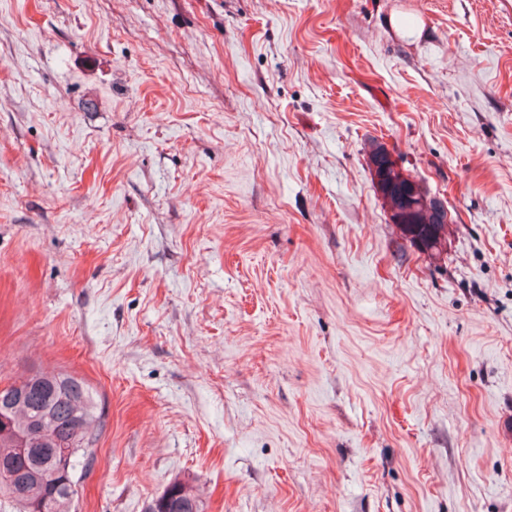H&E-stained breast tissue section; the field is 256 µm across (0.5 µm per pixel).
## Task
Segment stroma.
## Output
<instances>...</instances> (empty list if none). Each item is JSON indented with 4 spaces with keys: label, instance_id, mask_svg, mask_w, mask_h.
<instances>
[{
    "label": "stroma",
    "instance_id": "stroma-1",
    "mask_svg": "<svg viewBox=\"0 0 512 512\" xmlns=\"http://www.w3.org/2000/svg\"><path fill=\"white\" fill-rule=\"evenodd\" d=\"M53 369L78 512H512V0H0V388ZM383 145L385 152L387 151V147L379 142L372 141L367 149V166L369 171L374 174V180L376 187L379 191L380 197L386 202L387 212L392 214V206L390 204V194H384L381 189V184L384 179L383 176H379L373 170V166L378 168V173L383 175L386 171V165L388 161L386 159V154L381 152H375L379 147ZM408 176L412 177L410 174ZM415 179L414 177H412ZM372 184L376 190L374 185L373 177ZM416 180V179H415ZM417 181V185L410 181L412 186V192L417 191V186L419 190L415 195H410L411 190H405L400 196L399 202V212H395L392 215H389L390 221H396L398 217H401L400 223H392L399 230L401 237L409 242L410 245L415 246L418 250L428 253L430 256H438L443 253L448 244V235H449V227L452 223V219H448V208L445 202L439 198H433V208L432 214L435 216V221L437 223H446V224H435L433 221V216L429 211L428 200L431 193L424 186V184ZM378 193V192H377ZM383 201V205L385 203ZM386 208V209H387ZM170 485H174V487L177 489V493L181 495L178 500L183 501L185 504V512L204 511L203 503L192 493V491L182 482L175 480L169 483L163 493L155 500H153L151 504H149L147 512H168L164 503V493Z\"/></svg>",
    "mask_w": 512,
    "mask_h": 512
}]
</instances>
